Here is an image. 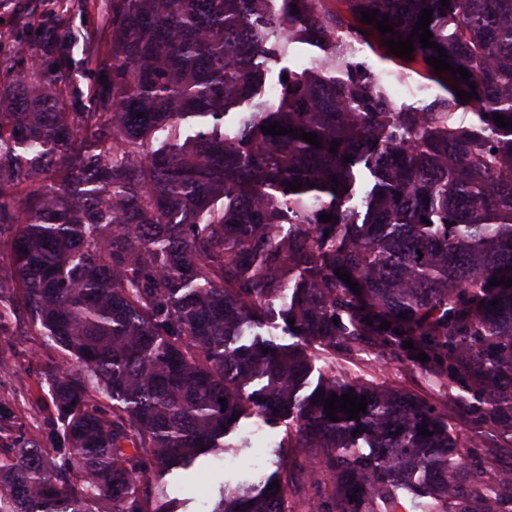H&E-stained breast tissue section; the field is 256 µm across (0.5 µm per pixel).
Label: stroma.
<instances>
[{"label": "stroma", "mask_w": 512, "mask_h": 512, "mask_svg": "<svg viewBox=\"0 0 512 512\" xmlns=\"http://www.w3.org/2000/svg\"><path fill=\"white\" fill-rule=\"evenodd\" d=\"M19 40L36 47L37 26L21 14L15 0H0V46L6 48ZM364 60L375 71L404 72L405 82L387 91L396 108H419L443 94L417 67L401 66L387 55L371 51ZM69 356L65 348L47 341L40 324L27 316L16 296L0 298V361L9 366L8 372H0V403L12 410L9 426L0 429L1 450L23 441L38 442L45 436L56 417L49 391V368ZM308 357L307 389L332 376L340 383L409 394L434 407L449 434L465 450L481 448L485 472L512 471V445L495 428L473 418L465 392L436 383L428 370L367 343L354 352L313 344ZM296 438V425L291 419L271 422L255 412H245L225 438L240 460V468L228 470L221 461L203 458L201 467L169 475L168 493L180 503L181 512H208L220 486L253 478L250 464L259 456L264 459L263 474H270L281 447Z\"/></svg>", "instance_id": "stroma-1"}]
</instances>
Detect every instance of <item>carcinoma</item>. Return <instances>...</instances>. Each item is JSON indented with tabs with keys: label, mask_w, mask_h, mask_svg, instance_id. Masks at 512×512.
<instances>
[{
	"label": "carcinoma",
	"mask_w": 512,
	"mask_h": 512,
	"mask_svg": "<svg viewBox=\"0 0 512 512\" xmlns=\"http://www.w3.org/2000/svg\"><path fill=\"white\" fill-rule=\"evenodd\" d=\"M325 2L110 0L112 66L96 110L76 112L68 26L21 0L41 40L30 64L0 50V247L10 257L0 295L22 289L75 363L51 378L48 444L0 457V512H177L165 473L202 452L223 458L230 419L248 407L295 418L298 456L280 459V487L224 488L211 512H290L288 499L310 487L319 512H368L384 473L401 466L431 469L448 492L458 442L435 411L334 379L298 395L310 343L355 351L369 338L411 358L512 440V399L500 397L512 384V286L489 284L512 278V128L493 118L512 122V0H342L344 17ZM375 9L394 33L361 21ZM424 9L431 41L469 81L425 61L438 53L412 35ZM409 36L412 61L447 96L397 112L347 45L387 53L384 40ZM295 43L324 55L288 71L272 102L259 91L267 64ZM470 82L477 96L462 103L454 89ZM245 101L225 131L227 111ZM461 105L478 124L448 125ZM195 118L206 130L181 139ZM274 123L321 146L263 133ZM157 133L165 145L155 149ZM361 166L376 185L360 223L348 202ZM275 300L295 348L237 345ZM255 380L265 384L246 392ZM91 390L112 397V410L89 403ZM334 393L366 396V412L330 420ZM361 440L377 453L360 454ZM309 463L331 481L296 484Z\"/></svg>",
	"instance_id": "obj_1"
}]
</instances>
